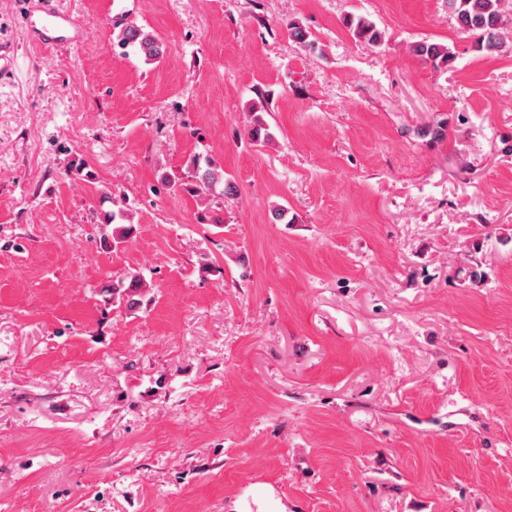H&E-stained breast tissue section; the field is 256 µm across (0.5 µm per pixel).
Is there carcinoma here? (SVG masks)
<instances>
[{
    "mask_svg": "<svg viewBox=\"0 0 512 512\" xmlns=\"http://www.w3.org/2000/svg\"><path fill=\"white\" fill-rule=\"evenodd\" d=\"M448 12L455 18L460 32L476 39L479 48L489 55L501 53L512 47V15L507 13L506 0H447ZM353 37L369 45H379L384 41L385 33L376 24L364 16L351 17L346 21ZM121 48H132L144 57L148 63L159 61L164 55V45L155 35L139 27L127 25L116 36ZM411 51L430 61L434 66L447 65L453 54L443 45L427 41L410 45ZM265 108H252L250 111L249 135L256 142L269 139ZM224 180L217 169L207 167L197 172L199 189H210ZM102 229L112 232V239L121 243L132 233V224L127 212L120 209L109 216ZM149 284L139 274L133 273L112 283L114 299L124 301L130 307L140 305L146 297Z\"/></svg>",
    "mask_w": 512,
    "mask_h": 512,
    "instance_id": "carcinoma-1",
    "label": "carcinoma"
}]
</instances>
